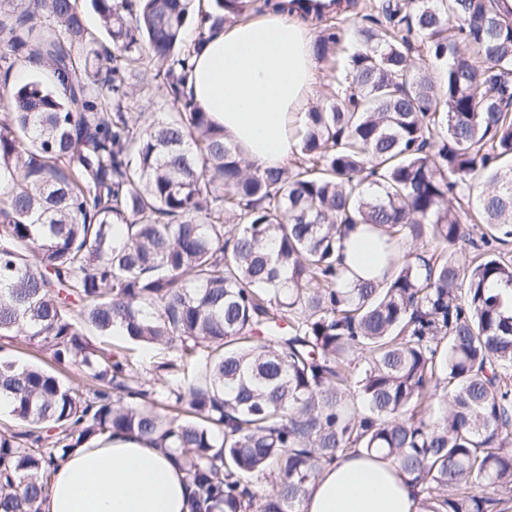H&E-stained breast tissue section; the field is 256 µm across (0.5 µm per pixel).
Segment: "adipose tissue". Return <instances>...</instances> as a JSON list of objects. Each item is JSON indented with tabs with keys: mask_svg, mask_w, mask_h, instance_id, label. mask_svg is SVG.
Here are the masks:
<instances>
[{
	"mask_svg": "<svg viewBox=\"0 0 512 512\" xmlns=\"http://www.w3.org/2000/svg\"><path fill=\"white\" fill-rule=\"evenodd\" d=\"M315 34L297 15L266 9L217 29L193 54L186 90L226 143L259 168L284 167L306 121L301 103L318 81ZM365 225H351L337 259L346 279L371 277ZM192 482L170 456L126 435L75 449L58 463L43 512H187ZM302 512H420L387 459L359 452L326 465Z\"/></svg>",
	"mask_w": 512,
	"mask_h": 512,
	"instance_id": "1",
	"label": "adipose tissue"
}]
</instances>
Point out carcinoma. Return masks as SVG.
Instances as JSON below:
<instances>
[{"label": "carcinoma", "mask_w": 512, "mask_h": 512, "mask_svg": "<svg viewBox=\"0 0 512 512\" xmlns=\"http://www.w3.org/2000/svg\"><path fill=\"white\" fill-rule=\"evenodd\" d=\"M191 3L92 0L104 44L76 0H0V336L87 380L0 356V512H41L58 463L115 434L173 457L189 512H301L351 450L392 459L423 512H512V309L497 292L512 288V13L377 0L349 34L324 27L318 58L358 46L346 89L307 113L291 165L260 170L198 110L185 68L261 7L200 2L188 41ZM419 39L446 64L436 81ZM23 63L63 94L10 85ZM142 65L179 111L130 113ZM356 223L383 273L342 284ZM118 329L172 350L162 369L187 380L143 376L105 342Z\"/></svg>", "instance_id": "obj_1"}]
</instances>
